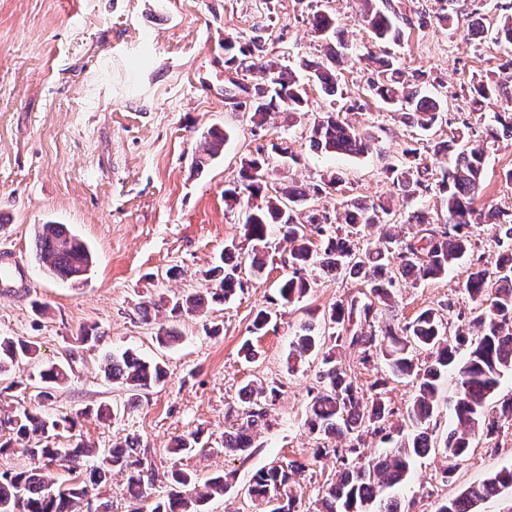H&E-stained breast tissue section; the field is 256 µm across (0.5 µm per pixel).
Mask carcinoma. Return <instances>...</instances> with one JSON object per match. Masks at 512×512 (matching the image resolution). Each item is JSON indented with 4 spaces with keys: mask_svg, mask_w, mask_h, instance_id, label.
<instances>
[{
    "mask_svg": "<svg viewBox=\"0 0 512 512\" xmlns=\"http://www.w3.org/2000/svg\"><path fill=\"white\" fill-rule=\"evenodd\" d=\"M361 19L374 39L386 44L400 40L408 19L393 0H363ZM311 31L322 41L324 57L320 61L303 59L299 67L306 72L307 82L295 78L288 67L263 55L261 37L244 42L224 40V67L234 98L239 90L253 97L251 121L261 126L271 112L293 116L306 111L308 91L312 83L327 96L341 93L336 63L345 58L347 44L336 40V15L319 8L309 15ZM494 39L512 44V13L500 17ZM382 79L372 84L377 99L389 111L403 117L414 129L428 131L437 123L459 124L452 136L435 142L431 149L448 157L446 168L437 181H431L428 168L422 163L418 148L403 151L402 160L389 169L394 188L402 200L412 202L438 190L444 222L433 224L424 211H412L407 221L421 226L409 240L385 237L381 246L362 245L354 233L332 235L323 221L313 214L302 216L309 193L323 192L320 185L313 191L288 186L275 195L268 194L271 157L262 153L241 160L240 180L224 191V199L236 205L246 200L242 218L248 237L253 242L247 256L233 258L232 249L225 248L227 258L219 269L216 288L165 301L170 317L198 313L209 303H221L241 286V265L259 275L265 268L263 256L269 225H280L283 239L289 244L290 272L279 288L280 297L290 303L307 296L312 281L307 269L317 266L327 274H345L363 280L369 286L367 300L353 296L340 301L323 314L330 333L319 334L310 323H304L295 334L290 357L301 359L311 353L322 354L323 370L319 385L312 395L305 420L308 431L316 439L339 437L342 445L329 449L316 448L315 458L331 452L339 462L338 469L315 501L313 512H408L402 499L393 494L407 480L413 460L431 452H441L446 464L439 470L441 482L452 481L456 471L467 460L479 431L492 429L498 419L512 418V400L496 410L489 402L496 394L501 378L512 371V210H490L480 213L474 207L482 186L485 145L500 136H512V87L489 72L468 86L473 111L486 104L500 103L501 111L479 131L469 117L458 114L448 117L447 101L437 95L423 93L403 79L401 69L388 56L376 59ZM255 70L263 75V84L249 90L234 74ZM226 135L211 129L200 137L197 145L198 167L208 164L219 154ZM369 137L336 112H328L313 123V147L330 154H362ZM346 223L370 228L388 224L402 213L381 200L345 201ZM492 225L499 247L498 258L490 266L483 257L470 263L465 282L470 307L457 312L459 325L455 337H447L445 326L435 308L423 310L414 320L397 328L386 326L377 330L349 329L346 323L358 317L360 323L371 324L378 307H393L396 288L403 281L437 279L448 274L472 250L470 229L475 224ZM36 262L52 278L71 286H80L93 266L88 244L64 224H40L34 235ZM350 348L359 363L366 366L383 362L397 378H409L415 384L414 396L406 408L412 431L394 421L396 411L377 390L379 383L363 389L356 377L336 361V350ZM465 357H460L461 350ZM37 345L31 341L0 336V377H6L19 363L33 358ZM427 353V361L419 355ZM77 348L65 352L64 360L44 366L39 371L43 401L54 398V392L68 380L77 360ZM454 370L456 391L448 399L456 428L442 440L433 435L431 421L439 407L441 376ZM104 377L122 388L127 405H136L142 394L161 385L167 377L159 362L147 361L126 350L109 352L103 358ZM275 386L248 384L243 388L241 423L224 432V452L248 456L253 436L268 423V406L277 397ZM89 414L81 411L46 416L26 408L0 414V434L8 439L0 442V454L18 451L28 457V468L0 473V512H83L85 504L96 496V490L107 485L112 475L127 476L126 488L131 501L148 503L149 512H204L212 498L222 497L230 488L224 477H214L199 485L197 475L187 469L173 468L167 474V490L156 492L157 475L148 460V449L136 436H126L112 447L100 452L78 441L67 448H56L49 438L58 430L72 431L78 419ZM379 438L393 448L374 456H364L360 448L366 436ZM66 462L70 476L59 480L50 471L55 462ZM304 469L296 462L274 464L256 472L250 479L247 494L260 502L262 512H296L299 495L292 488V476ZM512 490V467H504L480 483L472 484L452 498L438 502L435 512H475L485 500Z\"/></svg>",
    "mask_w": 512,
    "mask_h": 512,
    "instance_id": "carcinoma-1",
    "label": "carcinoma"
}]
</instances>
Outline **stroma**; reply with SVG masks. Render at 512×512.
Instances as JSON below:
<instances>
[{"instance_id": "stroma-1", "label": "stroma", "mask_w": 512, "mask_h": 512, "mask_svg": "<svg viewBox=\"0 0 512 512\" xmlns=\"http://www.w3.org/2000/svg\"><path fill=\"white\" fill-rule=\"evenodd\" d=\"M327 5L348 42L350 59L340 72L346 102H359L350 119L366 129L370 149L362 155H330L311 146L314 115L330 108L309 86L310 115L288 122L274 113L256 127L248 110L229 105L224 40L259 36L266 49L299 71L300 60L322 55L309 31L311 2ZM506 0H399L410 23L402 41L378 43L358 19L361 0H0V262L19 265L23 282L0 285V336L30 339L35 360L20 363L11 375L15 388L0 381V411L18 408L52 415L76 412L102 402L122 404L124 395L105 380L100 365L109 351L126 349L165 361L163 386L144 395L140 405L100 423L83 420L82 438L97 449L135 435L149 448L159 473L178 466L200 480L235 472L223 498L207 512H256L246 488L259 469L289 460L308 462L300 478L302 503L310 505L336 469L335 458L311 463L317 441L304 426L310 389L323 368L318 356L289 369L288 354L299 327L313 322L323 330L324 311L360 284L347 276L313 269L314 286L301 301L283 304L278 285L288 274V245L278 228L268 236L269 255L261 275L242 273V285L226 303L204 315L178 320L181 340L157 343L158 320L143 321L141 307L159 299L204 291V270L214 266L227 244L247 252L239 211H228L224 191L239 180L242 157L284 137L292 162L276 167L269 189L289 179L309 187L329 171L341 174L338 190L312 197L309 206L327 216L330 230L347 233L342 203L393 196L386 169L412 143L445 139L452 129L441 123L423 132L410 128L372 95L370 55L389 53L411 84L445 95L449 113L469 106L465 90L473 75L492 71L512 78V46L489 34ZM453 25L444 27L440 15ZM483 17L487 33H472L470 15ZM224 131L221 154L203 168L193 165L195 144L209 129ZM512 136L500 138L486 157L476 208L512 209ZM69 225L92 249L88 280L71 287L48 276L34 259L37 225ZM466 264L445 277L407 280L392 312L378 313L377 324L412 321L422 310L440 309L448 329H456ZM48 304V315L33 303ZM274 316L262 331L252 329L260 309ZM97 326L102 341L82 349L69 383L52 402L37 398L41 366L64 355L82 327ZM257 352L245 360L244 342ZM336 358L359 383L386 379V396L404 412L414 390L391 377L385 364L359 365L354 351ZM274 383L281 394L269 406V427L255 439L249 457L224 452V433L235 423L241 388ZM199 433L193 452L178 456L169 447L176 437ZM440 455L415 459L400 490L411 512H434L438 501L458 494L512 466V420L477 436L470 459L453 480L436 476Z\"/></svg>"}]
</instances>
